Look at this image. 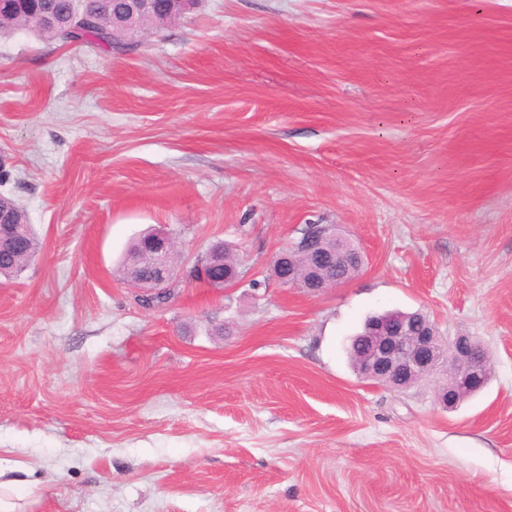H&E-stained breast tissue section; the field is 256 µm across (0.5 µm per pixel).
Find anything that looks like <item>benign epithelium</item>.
Segmentation results:
<instances>
[{"label":"benign epithelium","mask_w":512,"mask_h":512,"mask_svg":"<svg viewBox=\"0 0 512 512\" xmlns=\"http://www.w3.org/2000/svg\"><path fill=\"white\" fill-rule=\"evenodd\" d=\"M119 14H152L156 0H120ZM317 233L304 243H311L321 236L336 239V251L328 253L332 264L343 265L350 261L361 262V255L350 248L326 225L316 226ZM174 238L159 226L144 236L140 259L127 275L128 281L145 294L161 291L165 282ZM222 261L214 259L197 264L201 278L213 288H229L237 277L226 275L219 279L210 277L209 271ZM277 281L286 288H303L316 293L326 288L327 281L322 269L308 265L303 275L296 272L293 249L279 253L273 261ZM362 340L364 351L360 377L376 380L394 388H406L433 374L447 365L448 386L441 394V404L453 409L463 395H474L483 389L489 380L486 355L481 344L470 336L445 339L437 333L429 318L420 313L391 315L370 323L364 329Z\"/></svg>","instance_id":"7a95c632"}]
</instances>
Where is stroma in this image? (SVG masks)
<instances>
[{"mask_svg":"<svg viewBox=\"0 0 512 512\" xmlns=\"http://www.w3.org/2000/svg\"><path fill=\"white\" fill-rule=\"evenodd\" d=\"M0 195L42 242L0 277V448L25 512H512V0H200L124 52L0 34ZM167 225L236 286L120 273ZM309 224L365 257L273 277ZM486 349L480 393L358 377L365 319ZM214 264L224 266V271L231 272L237 271L239 266L238 259L236 256L230 251L228 246L224 245V261H220L217 259L209 260L208 263H198L197 269L199 270L200 276L203 279H206L210 284L211 288H229L231 287L237 280L236 276H231L230 274L223 276L219 279H213L210 277L209 271L215 267ZM294 248L282 251L273 261V270L276 272L277 281L286 288H303L310 293H316L327 288L326 278L322 274V269L311 265L312 255L306 252L298 254V265L301 269L309 264L302 276L296 272L295 259L293 255Z\"/></svg>","mask_w":512,"mask_h":512,"instance_id":"obj_1","label":"stroma"}]
</instances>
